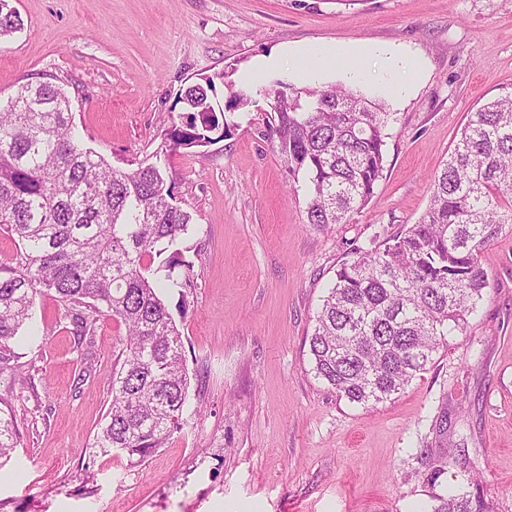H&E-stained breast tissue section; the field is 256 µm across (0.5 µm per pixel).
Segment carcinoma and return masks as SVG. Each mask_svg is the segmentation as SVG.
<instances>
[{
	"instance_id": "carcinoma-1",
	"label": "carcinoma",
	"mask_w": 512,
	"mask_h": 512,
	"mask_svg": "<svg viewBox=\"0 0 512 512\" xmlns=\"http://www.w3.org/2000/svg\"><path fill=\"white\" fill-rule=\"evenodd\" d=\"M12 0H0V39L23 29ZM224 74L205 76L177 96L155 161L113 167L85 146L71 98L50 81L26 82L0 103V231L15 243L0 262V374L22 365L15 346L50 295L77 340L95 335L107 315L126 334L116 355L112 401L93 447L141 463L183 427L188 378L182 335L150 276L163 258L167 278L194 286L193 266L171 249L193 224L166 179L169 154L224 139L231 125L211 93ZM273 121L263 137L304 179L307 223L347 224L383 175L393 112L345 88L308 92L302 105L288 87L272 90ZM512 227V94L467 114L442 170L431 180L421 219L383 241L353 248L316 315L309 340L315 375L351 404L395 398L462 332L488 287L487 244ZM21 442L0 410V460ZM429 512H491L480 496L434 497Z\"/></svg>"
}]
</instances>
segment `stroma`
I'll return each instance as SVG.
<instances>
[{
	"label": "stroma",
	"instance_id": "stroma-1",
	"mask_svg": "<svg viewBox=\"0 0 512 512\" xmlns=\"http://www.w3.org/2000/svg\"><path fill=\"white\" fill-rule=\"evenodd\" d=\"M23 29L0 40V100L48 80L72 99L87 146L112 166L150 163L180 88L223 73L248 104L224 140L173 153L166 178L194 223L177 243L197 275L176 316L190 380L184 426L146 461L97 454L123 328L78 342L51 298L45 333L21 341L19 380L0 378L22 442L0 464V512H410L448 489L512 512V231L485 248L477 317L395 399L363 407L312 369L316 312L353 247L416 223L431 177L472 109L512 90V0H13ZM329 43L390 45L416 73L401 101L373 57L353 89L398 122L368 203L349 223L306 222L281 156L261 135L269 90L342 84L340 70L262 86L256 61ZM444 465L437 482L430 464Z\"/></svg>",
	"mask_w": 512,
	"mask_h": 512
}]
</instances>
